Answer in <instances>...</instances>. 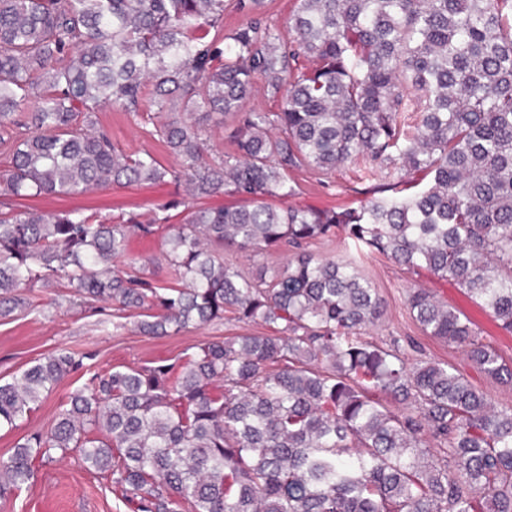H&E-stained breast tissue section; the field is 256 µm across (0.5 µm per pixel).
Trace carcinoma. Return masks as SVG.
<instances>
[{"mask_svg": "<svg viewBox=\"0 0 512 512\" xmlns=\"http://www.w3.org/2000/svg\"><path fill=\"white\" fill-rule=\"evenodd\" d=\"M262 0H0V197L114 186L185 188L222 206L104 218L82 208L0 216V319L23 291L70 288L138 312L145 336L234 319L264 336L190 358L92 374L54 423L0 458V498L36 461L75 452L112 472L136 512H512V406L447 362L411 364L366 338L384 302L352 260L305 245L340 237L457 285L512 333V0H294L289 39ZM247 17L224 32L226 9ZM282 100L246 108L257 82ZM158 108L142 111L145 98ZM138 117L180 158L112 142L97 113ZM205 107L207 111L199 113ZM233 152L208 161L203 122ZM351 166L392 194L317 209L293 175ZM160 255L127 257L129 235ZM296 250L281 271L224 263ZM166 265L159 285L149 266ZM424 333L512 385V366L458 308L407 298ZM66 352L0 381V429L76 369ZM431 438L436 453L426 447Z\"/></svg>", "mask_w": 512, "mask_h": 512, "instance_id": "obj_1", "label": "carcinoma"}]
</instances>
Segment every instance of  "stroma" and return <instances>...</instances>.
<instances>
[{
	"label": "stroma",
	"instance_id": "obj_1",
	"mask_svg": "<svg viewBox=\"0 0 512 512\" xmlns=\"http://www.w3.org/2000/svg\"><path fill=\"white\" fill-rule=\"evenodd\" d=\"M114 142L125 151L147 149L155 152L164 165L178 166L179 160L125 113L109 108L99 112ZM298 194L293 202L316 208L355 206L382 190V178L358 179L356 172L337 173L332 182H319L308 171L296 173ZM182 188L134 185L96 190L80 196L24 198L13 200L16 208L35 207L54 211L75 206L97 209L112 218L123 212L146 213L174 200L183 199ZM364 274L377 288L385 306V315L374 335L384 342L414 340L418 348L407 351L409 359L447 362L454 365L475 386L486 392L497 405H512V389L502 387L478 372L462 348L427 336L405 307L409 289L432 290L441 300L457 307L478 326L485 341L491 342L506 361L512 362V334L500 330L478 303L470 300L453 284H445L425 274L407 270L384 256L365 255L360 259ZM34 306L21 316L0 322V378H11L29 367L36 359L59 350L76 352L84 357L83 366L70 373L62 383L20 422L17 429L0 431V457L12 453L23 437L47 430L54 422L59 405L80 388L90 373L102 372L115 365L136 367L148 362L177 360L190 356L210 340L254 336L257 326L234 321L190 327L175 336L141 335L134 318L115 329L111 304L85 303L64 288H33L26 293ZM0 512H132L129 505L112 492V479L84 468L76 454L58 457L34 467V474L21 489L0 499Z\"/></svg>",
	"mask_w": 512,
	"mask_h": 512
}]
</instances>
